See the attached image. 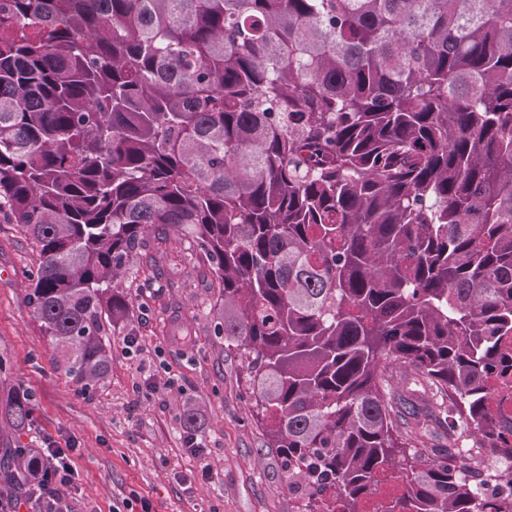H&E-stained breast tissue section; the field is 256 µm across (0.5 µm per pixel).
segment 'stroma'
<instances>
[{"mask_svg": "<svg viewBox=\"0 0 512 512\" xmlns=\"http://www.w3.org/2000/svg\"><path fill=\"white\" fill-rule=\"evenodd\" d=\"M148 251L157 281L145 287L140 273L125 281L139 346L129 352L111 337L110 376L85 389L56 369L54 345L29 303L33 244L0 219V399L30 395L26 429L0 426V455L73 445L64 512H113L136 495L152 512H296L285 465L250 416L243 362L214 332L207 262L172 235L150 239ZM189 406L200 414L201 460L184 445ZM202 465L208 477L198 475Z\"/></svg>", "mask_w": 512, "mask_h": 512, "instance_id": "obj_1", "label": "stroma"}]
</instances>
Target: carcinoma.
<instances>
[{
  "label": "carcinoma",
  "instance_id": "cac0c4a2",
  "mask_svg": "<svg viewBox=\"0 0 512 512\" xmlns=\"http://www.w3.org/2000/svg\"><path fill=\"white\" fill-rule=\"evenodd\" d=\"M0 215L84 386L148 239L188 241L299 512H358L387 469L380 512H482L454 457L512 462L486 391L512 369V0H0ZM390 368L442 404L387 394ZM8 456V486L42 481Z\"/></svg>",
  "mask_w": 512,
  "mask_h": 512
}]
</instances>
